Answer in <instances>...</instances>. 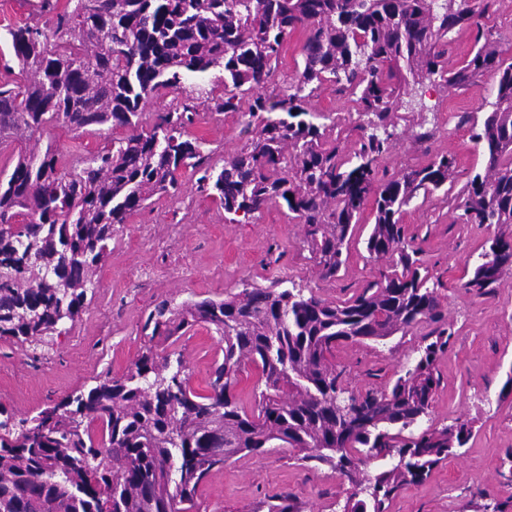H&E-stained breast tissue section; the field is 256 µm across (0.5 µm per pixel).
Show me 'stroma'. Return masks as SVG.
I'll use <instances>...</instances> for the list:
<instances>
[{
	"label": "stroma",
	"mask_w": 512,
	"mask_h": 512,
	"mask_svg": "<svg viewBox=\"0 0 512 512\" xmlns=\"http://www.w3.org/2000/svg\"><path fill=\"white\" fill-rule=\"evenodd\" d=\"M496 95L497 85L488 75L459 89L436 77L406 87L399 100V137L382 167L393 173L450 155L456 160L450 187L459 190L485 167V157L460 117L483 116ZM345 99L336 84L327 82L311 109L335 113L333 136L348 154L356 149L360 132L358 116ZM189 131L205 140V153L219 166L253 138L247 117L239 112L205 115ZM43 138L55 143L67 165L79 152L96 151L102 144L98 133L64 128L47 129ZM196 179L194 171L181 169L180 198L154 196L148 208L117 227L88 308L40 362H33L26 347L0 342V404L33 416L99 378L122 376L142 352L141 327L161 300H221L238 292L243 282L263 286L281 273L316 296L340 303L377 278L379 264L365 247L371 213L356 225L345 265L335 278L325 279L310 257L302 225L285 205L269 207L250 223L231 224L225 222L223 208L197 192ZM402 222L422 247L430 275L445 285L442 310L454 331L437 365L440 384L430 414L421 425L469 420L474 435L426 480L401 489L389 512H475L472 499L479 490L488 499L508 501L507 512H512V486L502 475L506 453L512 450V392L503 389L512 375V275L504 276L487 296L462 286L487 241L501 229L462 223L454 204L440 193L414 198ZM144 272L152 281L135 291L133 283ZM429 330L423 322L403 337L338 346L335 361L344 368L349 389L391 387L413 365ZM176 347L185 356L192 387L204 390L213 364L223 357V342L198 326ZM282 492L294 493L304 512H340L351 489L330 467L310 469L296 450L273 448L261 455H236L212 470L199 488L193 512H253L259 501Z\"/></svg>",
	"instance_id": "obj_1"
}]
</instances>
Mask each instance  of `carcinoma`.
I'll return each instance as SVG.
<instances>
[{"label": "carcinoma", "instance_id": "1", "mask_svg": "<svg viewBox=\"0 0 512 512\" xmlns=\"http://www.w3.org/2000/svg\"><path fill=\"white\" fill-rule=\"evenodd\" d=\"M42 26L0 32L27 79L0 87V145L20 144L0 171V341L43 352L86 308L111 252L116 226L156 194L182 193L178 170L199 173L197 190L239 223L284 202L303 224L320 276L336 277L351 231L367 204L374 223L366 249L377 280L334 303L288 276L243 285L222 300H163L145 318L149 346L121 378H104L22 417L0 404V512H189L199 486L239 453L294 448L328 465L352 492L342 512H388L472 437L458 422L406 437L429 415L435 365L453 332L442 311L443 282L421 273V249L401 222L418 194L448 185L455 161L439 157L391 176L380 165L397 140L393 104L408 81L437 75L450 87L491 75L497 97L471 139L486 158L454 196L465 224L512 226V61L485 38L490 0H72ZM476 26L475 46L448 69V34ZM304 35L303 69L272 101L273 63L292 33ZM325 82L340 86L359 114V148L340 153L331 113L313 112ZM224 84V98L214 97ZM175 88L188 104L159 112L143 129L149 98ZM247 100L251 144L203 165L190 135L197 104L237 112ZM113 133L68 171L58 150L39 147L49 127ZM123 130L118 135L116 131ZM19 215L24 224L14 223ZM512 274V232L494 237L462 287L491 294ZM430 321L438 327L392 387L346 393L336 370L344 342L384 340ZM205 326L224 342L203 392L190 385L183 354L160 357L168 341ZM264 389L247 412L233 393L246 366ZM383 462L366 478L361 458ZM254 512H301L285 493Z\"/></svg>", "mask_w": 512, "mask_h": 512}]
</instances>
